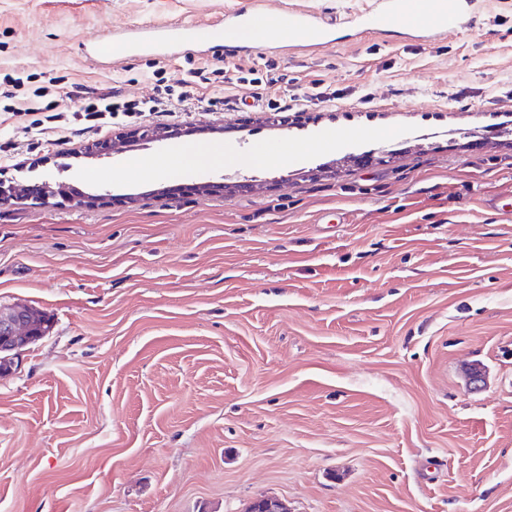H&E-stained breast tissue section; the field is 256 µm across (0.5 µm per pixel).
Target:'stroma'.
I'll return each mask as SVG.
<instances>
[{
	"instance_id": "35a3bbf8",
	"label": "stroma",
	"mask_w": 512,
	"mask_h": 512,
	"mask_svg": "<svg viewBox=\"0 0 512 512\" xmlns=\"http://www.w3.org/2000/svg\"><path fill=\"white\" fill-rule=\"evenodd\" d=\"M249 2L0 0V178L111 175L101 204L0 203V309L50 319L0 377V512H512V5L434 43L85 55ZM206 66L254 70L246 100L335 96L276 125L206 85L167 143L162 117L67 138L5 97L55 76L139 97ZM187 148L237 160L159 165Z\"/></svg>"
}]
</instances>
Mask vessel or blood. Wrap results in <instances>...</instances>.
<instances>
[{
    "instance_id": "1",
    "label": "vessel or blood",
    "mask_w": 512,
    "mask_h": 512,
    "mask_svg": "<svg viewBox=\"0 0 512 512\" xmlns=\"http://www.w3.org/2000/svg\"><path fill=\"white\" fill-rule=\"evenodd\" d=\"M478 5L479 0H376L374 10L359 19L357 28L359 32L378 35L399 28L409 38L434 41L446 37L463 20L472 18ZM341 25L332 12L313 14L291 9L272 18L264 12L259 0H254L249 9L227 16L220 25L201 27L182 23L164 28L141 27L131 35L113 40L111 46L93 43L91 54L117 63L132 51L143 48L169 59L188 45L204 53L223 43L232 48L235 56L242 57L255 51L256 39L281 35L298 38L299 49L308 50L328 43ZM243 30L251 32V40H240L239 33Z\"/></svg>"
}]
</instances>
